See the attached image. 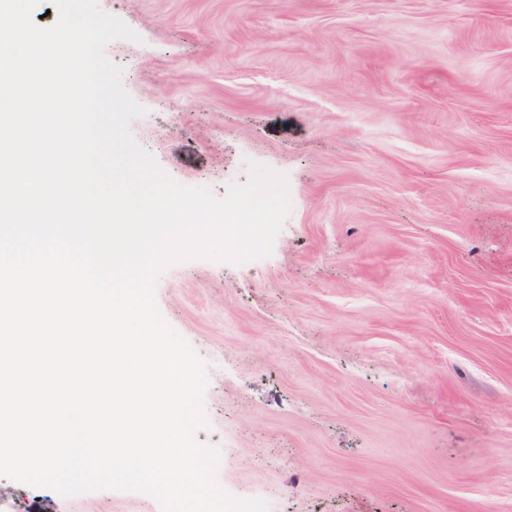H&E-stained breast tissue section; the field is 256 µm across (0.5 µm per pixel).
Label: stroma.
<instances>
[{
    "label": "stroma",
    "mask_w": 512,
    "mask_h": 512,
    "mask_svg": "<svg viewBox=\"0 0 512 512\" xmlns=\"http://www.w3.org/2000/svg\"><path fill=\"white\" fill-rule=\"evenodd\" d=\"M180 184L288 177L270 257L178 262L219 480L270 512H512V0H98ZM162 512L0 477V512Z\"/></svg>",
    "instance_id": "obj_1"
}]
</instances>
